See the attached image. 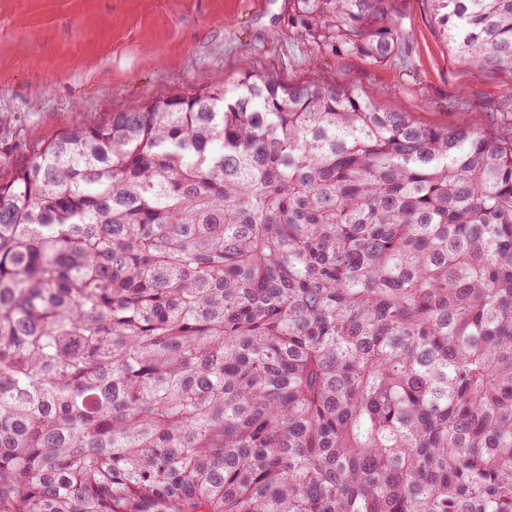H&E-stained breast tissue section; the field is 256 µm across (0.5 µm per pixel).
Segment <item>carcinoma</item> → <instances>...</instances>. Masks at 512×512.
Segmentation results:
<instances>
[{
    "label": "carcinoma",
    "instance_id": "1",
    "mask_svg": "<svg viewBox=\"0 0 512 512\" xmlns=\"http://www.w3.org/2000/svg\"><path fill=\"white\" fill-rule=\"evenodd\" d=\"M387 3L285 19L386 64ZM0 512H512V142L248 69L0 170Z\"/></svg>",
    "mask_w": 512,
    "mask_h": 512
}]
</instances>
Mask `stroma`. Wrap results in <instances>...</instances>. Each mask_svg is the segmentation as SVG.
I'll return each mask as SVG.
<instances>
[{"mask_svg":"<svg viewBox=\"0 0 512 512\" xmlns=\"http://www.w3.org/2000/svg\"><path fill=\"white\" fill-rule=\"evenodd\" d=\"M404 37L392 62L316 57L283 22L287 0H0V165L35 142L174 89L235 81L251 67L282 81L354 84L418 121H461L512 141V73H476L450 52L429 0H389Z\"/></svg>","mask_w":512,"mask_h":512,"instance_id":"1","label":"stroma"}]
</instances>
